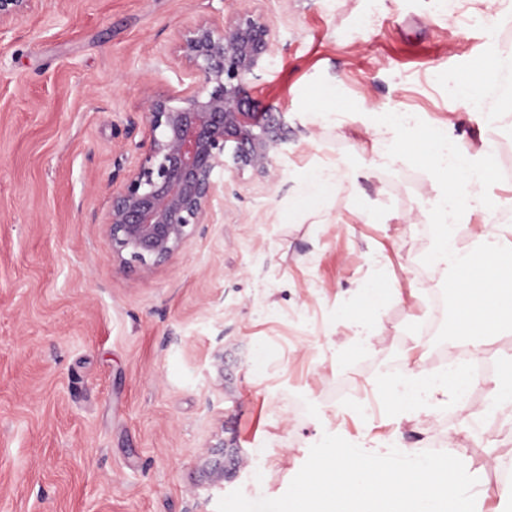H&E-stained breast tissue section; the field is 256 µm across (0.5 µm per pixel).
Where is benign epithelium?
I'll return each instance as SVG.
<instances>
[{
    "label": "benign epithelium",
    "mask_w": 512,
    "mask_h": 512,
    "mask_svg": "<svg viewBox=\"0 0 512 512\" xmlns=\"http://www.w3.org/2000/svg\"><path fill=\"white\" fill-rule=\"evenodd\" d=\"M39 2L0 0V37ZM270 34L263 18L240 14L220 23L200 18L177 32L176 60L192 83L175 94L145 90L149 146L103 218L119 268L137 263L152 270L208 223L217 191L213 174L224 166L227 146L237 169L271 175L274 155L288 142L285 113L257 112L243 99L248 80L274 53ZM212 447L205 465L220 481L224 449L234 441L218 435Z\"/></svg>",
    "instance_id": "obj_1"
}]
</instances>
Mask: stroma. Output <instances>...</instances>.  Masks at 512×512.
<instances>
[{"instance_id":"obj_1","label":"stroma","mask_w":512,"mask_h":512,"mask_svg":"<svg viewBox=\"0 0 512 512\" xmlns=\"http://www.w3.org/2000/svg\"><path fill=\"white\" fill-rule=\"evenodd\" d=\"M46 0L0 40V512H216L242 490L282 496L326 430L375 453L454 448L482 512L512 466V436L472 433L438 408L391 423L393 375L438 374L454 342L417 346L444 308L425 206L440 188L385 156L369 111L512 144V118L480 128L445 75L512 53V0ZM246 13L276 52L247 86L288 120L271 177L216 168L204 232L151 272L117 270L102 217L142 145L144 91L186 88L174 34ZM337 120H327V112ZM333 170L318 203L302 189ZM376 212L374 224L361 221ZM370 305L371 333L349 315ZM224 354V370L213 366ZM235 439L224 478L200 468Z\"/></svg>"}]
</instances>
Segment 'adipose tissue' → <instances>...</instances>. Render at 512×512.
Segmentation results:
<instances>
[{
  "mask_svg": "<svg viewBox=\"0 0 512 512\" xmlns=\"http://www.w3.org/2000/svg\"><path fill=\"white\" fill-rule=\"evenodd\" d=\"M503 67L500 56L493 55L477 62L466 74L456 76L451 93L469 116L483 123H492L495 113L485 111L487 93ZM466 372L455 369L425 381L408 375L389 385L383 403L392 415L413 418L447 404L449 397L462 392Z\"/></svg>",
  "mask_w": 512,
  "mask_h": 512,
  "instance_id": "ef3b65f1",
  "label": "adipose tissue"
}]
</instances>
